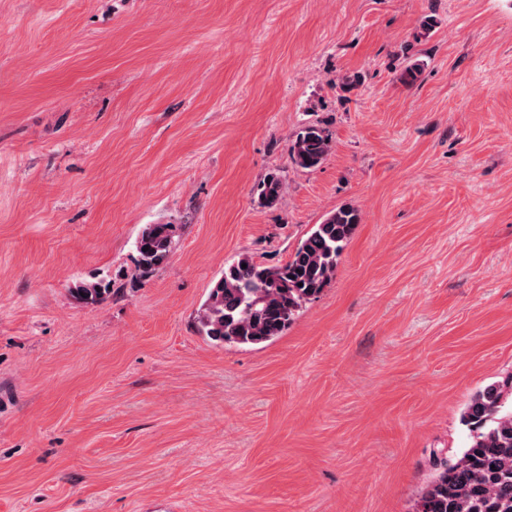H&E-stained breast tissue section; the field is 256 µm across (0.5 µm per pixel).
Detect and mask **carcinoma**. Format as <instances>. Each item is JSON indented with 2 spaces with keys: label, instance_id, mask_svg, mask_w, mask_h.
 <instances>
[{
  "label": "carcinoma",
  "instance_id": "carcinoma-1",
  "mask_svg": "<svg viewBox=\"0 0 512 512\" xmlns=\"http://www.w3.org/2000/svg\"><path fill=\"white\" fill-rule=\"evenodd\" d=\"M332 150L331 135L310 124L297 134L292 162L312 170ZM282 178L273 173L259 186L263 204L279 202ZM360 223L359 211L344 206L328 213L302 239L291 259L267 266L242 257L224 268L198 318V330L222 345H260L282 335L304 304L331 282L338 260ZM175 224H148L135 241V277L147 279L170 260L176 245ZM116 291L107 275L73 289L87 307ZM512 376L480 390L463 413L470 442L462 453L439 464L414 500L410 512H512Z\"/></svg>",
  "mask_w": 512,
  "mask_h": 512
}]
</instances>
